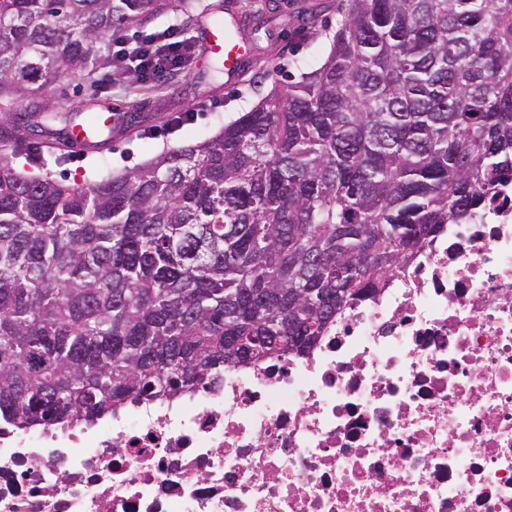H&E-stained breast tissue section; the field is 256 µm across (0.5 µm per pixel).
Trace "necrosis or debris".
I'll use <instances>...</instances> for the list:
<instances>
[{
	"instance_id": "1",
	"label": "necrosis or debris",
	"mask_w": 512,
	"mask_h": 512,
	"mask_svg": "<svg viewBox=\"0 0 512 512\" xmlns=\"http://www.w3.org/2000/svg\"><path fill=\"white\" fill-rule=\"evenodd\" d=\"M0 512H512V180L309 354L0 426Z\"/></svg>"
}]
</instances>
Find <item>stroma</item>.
<instances>
[{
    "mask_svg": "<svg viewBox=\"0 0 512 512\" xmlns=\"http://www.w3.org/2000/svg\"><path fill=\"white\" fill-rule=\"evenodd\" d=\"M218 0H186L145 25L152 33L176 25L199 41L203 20ZM337 0H231L239 23L235 39L247 56L236 78L212 77L203 60L186 69L113 85L107 74L94 76L104 107L116 113L112 139L102 149L82 153L29 137L13 154L14 167L27 175H51L67 183H93L142 165L157 154L213 137L237 112L273 86H284L319 66L329 42L324 30L336 22Z\"/></svg>",
    "mask_w": 512,
    "mask_h": 512,
    "instance_id": "1",
    "label": "stroma"
}]
</instances>
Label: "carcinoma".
I'll use <instances>...</instances> for the list:
<instances>
[{
  "label": "carcinoma",
  "mask_w": 512,
  "mask_h": 512,
  "mask_svg": "<svg viewBox=\"0 0 512 512\" xmlns=\"http://www.w3.org/2000/svg\"><path fill=\"white\" fill-rule=\"evenodd\" d=\"M174 0H0V103L51 133L115 32ZM317 68L92 184L0 150V424L93 422L304 355L512 178V0H345ZM0 139L18 146L14 116Z\"/></svg>",
  "instance_id": "1"
}]
</instances>
